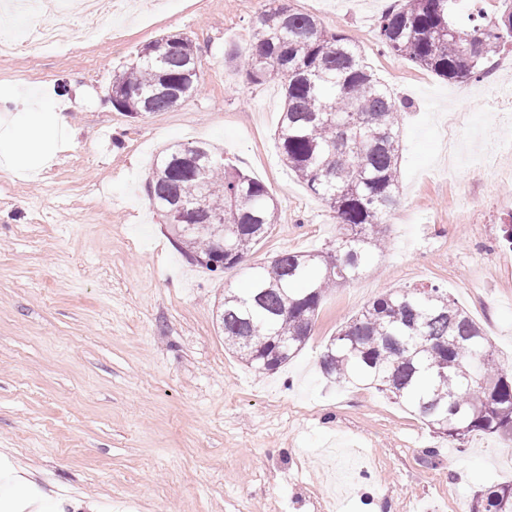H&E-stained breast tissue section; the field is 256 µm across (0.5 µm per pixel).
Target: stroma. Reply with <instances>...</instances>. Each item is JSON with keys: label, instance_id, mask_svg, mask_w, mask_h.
Returning <instances> with one entry per match:
<instances>
[{"label": "stroma", "instance_id": "obj_1", "mask_svg": "<svg viewBox=\"0 0 512 512\" xmlns=\"http://www.w3.org/2000/svg\"><path fill=\"white\" fill-rule=\"evenodd\" d=\"M264 0H114L87 14L94 46L0 58V115L13 88L52 107L70 99L73 132L39 172L0 168V453L74 512H459L512 483V440L438 438L373 388L324 378L331 338L375 298L435 284L484 329L512 367V81L440 78L379 47V16L402 0H291L361 51L401 104L400 220L357 280L323 296L298 356L248 368L216 319L244 269L189 264L148 199L155 158L202 142L262 181L277 222L248 256L325 248L333 212L282 163L280 83H253L245 56ZM185 34L199 88L182 105L134 118L113 108V74L148 44Z\"/></svg>", "mask_w": 512, "mask_h": 512}]
</instances>
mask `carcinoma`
Listing matches in <instances>:
<instances>
[{"label":"carcinoma","mask_w":512,"mask_h":512,"mask_svg":"<svg viewBox=\"0 0 512 512\" xmlns=\"http://www.w3.org/2000/svg\"><path fill=\"white\" fill-rule=\"evenodd\" d=\"M465 0H404L377 22L391 53L436 75L465 83L489 74L512 43L497 0L496 15L462 24ZM198 48L182 34L147 45L139 64L112 76V106L132 117L170 110L190 98ZM253 82L281 81L284 109L277 129L283 162L333 211L339 232L329 248L286 252L246 268L248 286L224 293V340L258 371L287 364L311 334L325 292L357 279L382 251L383 217L398 202L401 151L398 104L374 78L357 47L290 0H265L255 44L246 57ZM203 148L199 178L178 158ZM150 203L198 201L224 215V241L188 223L177 227L188 259L213 273L245 261L276 223L274 200L256 178L230 166L206 145H180L157 158ZM326 378L388 394L452 443L476 433L512 439V370L501 367L489 338L437 286L392 291L348 321L320 356ZM469 512H512V484L477 495Z\"/></svg>","instance_id":"cac0c4a2"}]
</instances>
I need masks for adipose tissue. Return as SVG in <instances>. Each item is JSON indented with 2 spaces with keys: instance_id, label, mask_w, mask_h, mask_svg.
I'll return each instance as SVG.
<instances>
[{
  "instance_id": "obj_1",
  "label": "adipose tissue",
  "mask_w": 512,
  "mask_h": 512,
  "mask_svg": "<svg viewBox=\"0 0 512 512\" xmlns=\"http://www.w3.org/2000/svg\"><path fill=\"white\" fill-rule=\"evenodd\" d=\"M17 110L0 118V162L10 169L36 171L48 162L71 124L65 112L47 109L36 98L15 90ZM0 512H58L54 499L19 474L9 456H0Z\"/></svg>"
}]
</instances>
